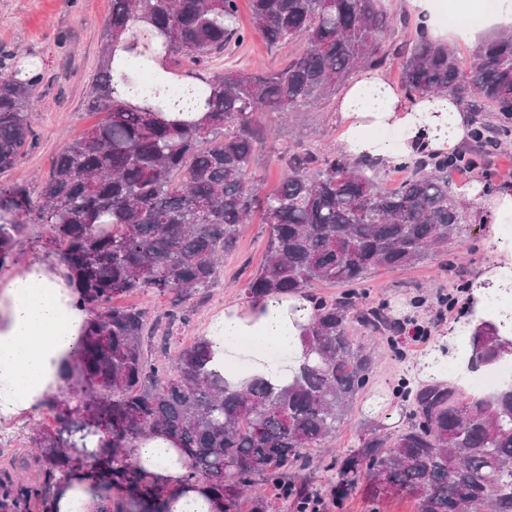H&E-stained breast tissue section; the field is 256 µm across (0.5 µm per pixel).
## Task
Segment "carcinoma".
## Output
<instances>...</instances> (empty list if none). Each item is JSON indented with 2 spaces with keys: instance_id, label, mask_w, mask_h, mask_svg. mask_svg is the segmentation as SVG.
<instances>
[{
  "instance_id": "obj_1",
  "label": "carcinoma",
  "mask_w": 512,
  "mask_h": 512,
  "mask_svg": "<svg viewBox=\"0 0 512 512\" xmlns=\"http://www.w3.org/2000/svg\"><path fill=\"white\" fill-rule=\"evenodd\" d=\"M382 0H250L252 34L270 44L305 47L283 68H226L205 78L178 69V57L202 69L244 42L237 0H112L88 107L101 119L69 143L37 186L0 187V266L13 258L28 224H46L63 243L65 277L89 312L76 355L60 365L80 405L53 401L77 420L33 438L44 466L38 489L15 504L68 482L64 433L85 418L107 431L89 451L99 488L131 490L129 512H164L162 490L125 449L162 433L189 458L187 480L202 483L222 512H297L319 492L288 470L306 467L344 425L365 388L372 358L354 321L372 333L400 332L380 307L353 313L354 296L316 297L302 334L304 352L291 380L253 377L237 386L212 368L202 336L162 370L145 358V313L113 300L131 291L171 293L174 306L209 288L221 259L254 214L268 225L266 259L245 284L254 302L294 296L318 283L355 284L379 267L401 268L440 256L457 237L467 201L457 167L476 164L512 140V32L477 48L468 68L423 24L393 20ZM411 29L393 52V24ZM402 59L409 98L448 93L474 113V146L449 155L420 151L397 167L411 170L396 188L378 178L381 160L363 153L290 154L279 185L265 191L250 172L265 117L308 112L361 68ZM39 77L0 61V173L11 170L31 138L30 99ZM499 114L489 125L487 107ZM512 361V338L482 320L470 334L468 370ZM393 437L368 429L358 447L339 448L326 469L334 495L364 487L374 499L406 494L416 512H512V385L486 396L428 385ZM273 485L278 500L254 491Z\"/></svg>"
}]
</instances>
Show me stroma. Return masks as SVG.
Instances as JSON below:
<instances>
[{
  "instance_id": "obj_1",
  "label": "stroma",
  "mask_w": 512,
  "mask_h": 512,
  "mask_svg": "<svg viewBox=\"0 0 512 512\" xmlns=\"http://www.w3.org/2000/svg\"><path fill=\"white\" fill-rule=\"evenodd\" d=\"M111 10V0H0V57L34 63L40 77L32 99L33 137L15 167L0 173V185L46 177L62 150L96 122V115L86 106L87 92ZM297 48L294 42L272 46L252 36L225 53L224 63L239 69L274 70L287 64ZM335 108L336 101L330 98L319 108L301 113L296 123L269 120L270 131L257 147L251 166L267 189L276 188L281 179L279 156L284 149L300 145L319 154L340 152L345 129L337 121ZM268 233L267 225L256 218L241 226L237 247L225 256L213 286L185 304V321L172 326L167 323L172 294L137 292L118 297V305L145 310L149 324L156 327L144 342L149 361L168 366L178 350L206 335L212 318L225 308L250 305L245 283L264 261ZM509 243L512 238L503 234L500 225L484 223L481 212L471 206L460 237L448 245L446 260L429 257L401 269L379 268L353 286L316 285L313 293L323 299L333 300L350 292L361 305L385 308L402 328L400 335L392 338L363 332L356 335L372 353L369 382L330 445L308 450L310 464L301 471L302 477L319 490L322 512H413L409 498L375 500L359 489L343 501H335L325 466L333 449L356 444L363 429L393 435L404 427L413 405L403 397L401 387L415 389L433 380L472 395V388L462 378L449 376L447 369L456 366L458 350L468 341L459 326L473 310L471 288L482 274L506 267V260L497 256L496 249ZM35 260L54 270L63 267L61 255L42 224L31 225L6 270L21 273L25 264ZM419 328L429 330L431 336L417 346L411 337ZM449 339L456 352L442 359L436 378H429L423 371L425 357ZM53 410L52 402L46 401L36 410L0 418V482L42 483V466L32 439L37 432L50 429L46 415Z\"/></svg>"
}]
</instances>
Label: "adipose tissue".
<instances>
[{
	"label": "adipose tissue",
	"instance_id": "ef3b65f1",
	"mask_svg": "<svg viewBox=\"0 0 512 512\" xmlns=\"http://www.w3.org/2000/svg\"><path fill=\"white\" fill-rule=\"evenodd\" d=\"M346 126L344 152H369L384 159L414 154L419 147L448 151L465 138L469 118L451 95L408 99L375 72L360 74L336 104ZM395 123L404 130L390 144L371 136V129ZM312 315L303 297L268 299L248 309L231 307L214 318L207 330L214 362L233 378L231 363L244 360L249 376L275 379L277 366L259 347L298 342L301 327ZM88 318L79 308L63 278L46 264L28 263L22 272L0 285V417L40 405L58 390L61 362L75 354L80 330ZM130 462L155 482L170 488L169 512H219L205 496L187 485L186 455L162 434L141 438L128 450ZM99 481L95 468L78 469L69 487L51 504L52 512H112V495L89 494Z\"/></svg>",
	"mask_w": 512,
	"mask_h": 512
}]
</instances>
